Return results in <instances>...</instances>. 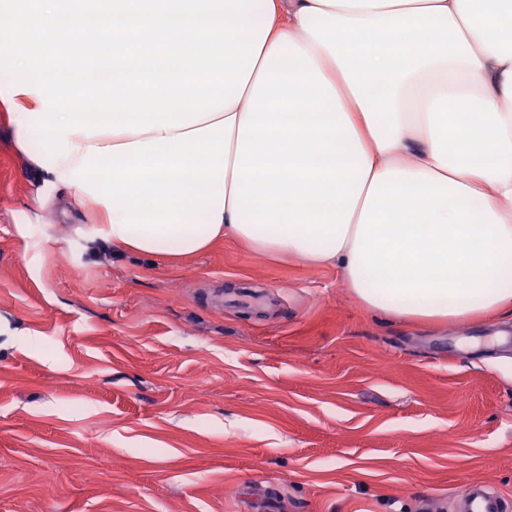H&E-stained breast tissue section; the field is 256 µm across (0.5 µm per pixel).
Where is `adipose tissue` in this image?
<instances>
[{
	"instance_id": "1",
	"label": "adipose tissue",
	"mask_w": 512,
	"mask_h": 512,
	"mask_svg": "<svg viewBox=\"0 0 512 512\" xmlns=\"http://www.w3.org/2000/svg\"><path fill=\"white\" fill-rule=\"evenodd\" d=\"M0 112L118 253L230 238L512 318V0H0Z\"/></svg>"
}]
</instances>
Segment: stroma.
I'll return each instance as SVG.
<instances>
[{"mask_svg":"<svg viewBox=\"0 0 512 512\" xmlns=\"http://www.w3.org/2000/svg\"><path fill=\"white\" fill-rule=\"evenodd\" d=\"M31 195L0 118V512L512 500L511 318L396 320L231 239L116 256L92 202ZM461 512H510L505 498L484 486H467L460 495Z\"/></svg>","mask_w":512,"mask_h":512,"instance_id":"obj_1","label":"stroma"}]
</instances>
